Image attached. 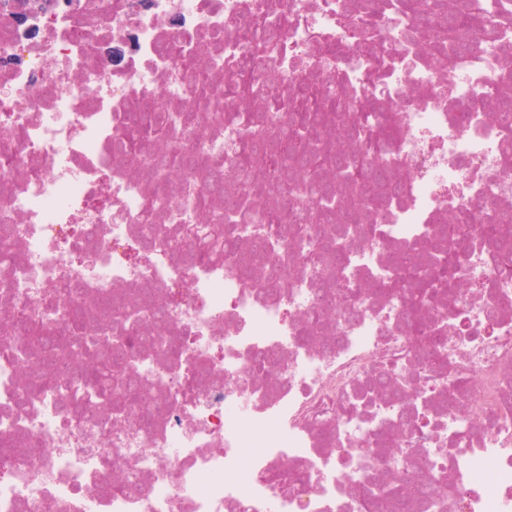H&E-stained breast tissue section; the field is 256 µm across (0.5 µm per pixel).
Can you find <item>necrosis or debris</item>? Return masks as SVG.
<instances>
[{
  "label": "necrosis or debris",
  "instance_id": "necrosis-or-debris-1",
  "mask_svg": "<svg viewBox=\"0 0 512 512\" xmlns=\"http://www.w3.org/2000/svg\"><path fill=\"white\" fill-rule=\"evenodd\" d=\"M347 0H88L57 3L20 27L21 0H0V250L17 264L0 271V447L16 462L0 470V512H357L374 471L373 430L400 428L425 459L416 480L447 470L468 496L462 512H512V278L500 257L472 247L460 273L472 288L442 292L431 315L444 368L420 364L407 330L406 300L373 292L392 278L391 255L423 259L437 217L512 212L505 124L485 112L501 96L496 75L512 68V25L454 68L437 66L405 41L395 7L365 24ZM268 10L288 17L276 52L251 57L240 25ZM133 36L123 63L103 46ZM335 45L324 59L315 45ZM288 88L312 67L337 77L345 94L399 110L390 154L401 194L386 217L345 241L339 288L365 289L352 306H327L318 253L282 288L263 283L268 264L244 281L232 261H186L170 240L190 226L185 206L197 183L178 187L172 206L148 214L153 187L136 176L140 157L116 154L112 139L135 115L194 112L192 135L171 136V151L204 152L199 181L234 161L244 120L209 122L227 111L224 89L242 62ZM159 233L148 258L130 261L145 224ZM77 288L76 306L112 295L113 306L160 310L168 351L128 337L120 346L126 383L157 414L105 412L86 385L38 382L53 357L39 338L67 339L52 323L42 336L17 328L15 310L45 315L56 290ZM326 309L324 336L300 335L310 311ZM259 359L270 377H252ZM473 378L467 399L448 393L453 374ZM401 382L402 399H367L363 383ZM123 472L131 488L113 490Z\"/></svg>",
  "mask_w": 512,
  "mask_h": 512
}]
</instances>
